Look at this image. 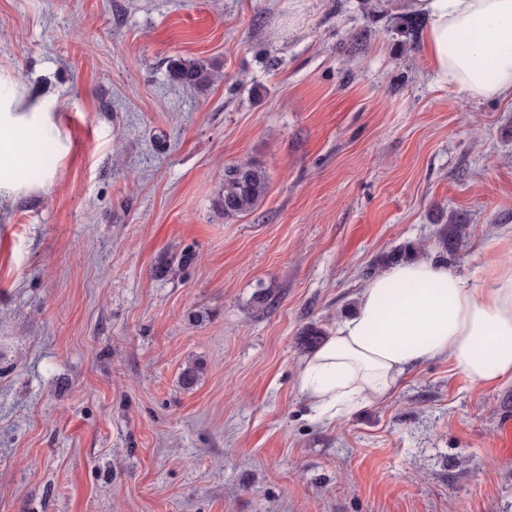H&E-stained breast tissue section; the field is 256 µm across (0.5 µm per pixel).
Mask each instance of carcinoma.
<instances>
[{
    "label": "carcinoma",
    "mask_w": 512,
    "mask_h": 512,
    "mask_svg": "<svg viewBox=\"0 0 512 512\" xmlns=\"http://www.w3.org/2000/svg\"><path fill=\"white\" fill-rule=\"evenodd\" d=\"M168 72L173 80L189 87H205L214 77L213 67L204 62H186L171 59ZM269 181L265 170L255 162H237L224 166V182L217 197V206L224 219L252 213L268 192ZM201 374L197 362L188 363L180 374L181 384L190 389Z\"/></svg>",
    "instance_id": "cac0c4a2"
}]
</instances>
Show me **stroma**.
Instances as JSON below:
<instances>
[{"mask_svg":"<svg viewBox=\"0 0 512 512\" xmlns=\"http://www.w3.org/2000/svg\"><path fill=\"white\" fill-rule=\"evenodd\" d=\"M380 4L0 0V89L49 116L0 201V512H512L511 379L436 359L327 424L297 389L386 255L470 273L512 233V101H461ZM246 160L269 191L228 220ZM168 72L173 80L189 87L208 86L214 77L213 67L204 62H186L182 59H171ZM265 170L256 162H237L224 167V182L217 206L225 219L252 213L268 192Z\"/></svg>","mask_w":512,"mask_h":512,"instance_id":"35a3bbf8","label":"stroma"}]
</instances>
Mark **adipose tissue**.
<instances>
[{"instance_id":"adipose-tissue-1","label":"adipose tissue","mask_w":512,"mask_h":512,"mask_svg":"<svg viewBox=\"0 0 512 512\" xmlns=\"http://www.w3.org/2000/svg\"><path fill=\"white\" fill-rule=\"evenodd\" d=\"M423 17L430 72L466 98H512V0H405ZM38 104L0 97V199L23 184L41 136ZM471 274L431 259L392 265L364 283L352 316L301 361L297 387L312 417L333 420L387 401L401 377L433 359L475 387L512 380V237Z\"/></svg>"}]
</instances>
